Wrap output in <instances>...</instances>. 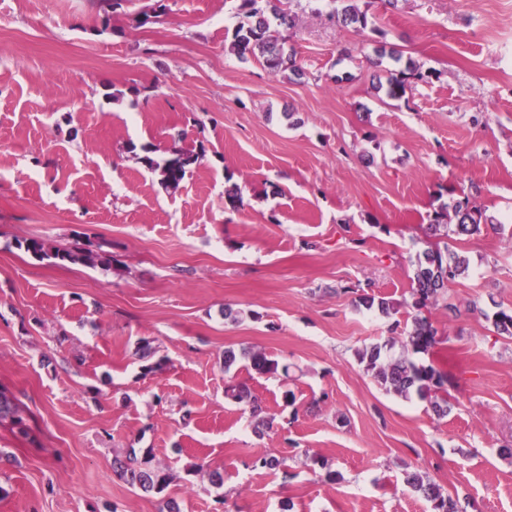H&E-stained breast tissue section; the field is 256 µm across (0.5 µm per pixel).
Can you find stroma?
<instances>
[{"label":"stroma","instance_id":"stroma-1","mask_svg":"<svg viewBox=\"0 0 512 512\" xmlns=\"http://www.w3.org/2000/svg\"><path fill=\"white\" fill-rule=\"evenodd\" d=\"M154 1L0 0V385L32 417L27 438L0 426V512H433L413 469L462 512H512V337L491 321L512 309V0H359L361 35L332 0H284L299 80L230 52L236 0ZM379 40L429 82L375 91ZM142 147L200 158L172 189ZM463 196L490 224L449 239L469 268L416 310L428 216ZM30 238L113 261L40 260ZM419 313L444 417L357 358ZM229 347L289 372L225 369ZM129 448L171 470L165 491L117 476ZM357 1L333 0L335 3L339 2L340 5L329 14V18L338 25L352 27L354 32L361 35L367 29L369 21L367 14L362 12L356 5ZM227 391L236 402L243 403L248 408L250 415L257 421L258 429L260 425L265 428L270 427L271 421L264 416L265 411L261 402L251 394L248 388L242 385H231Z\"/></svg>","mask_w":512,"mask_h":512}]
</instances>
